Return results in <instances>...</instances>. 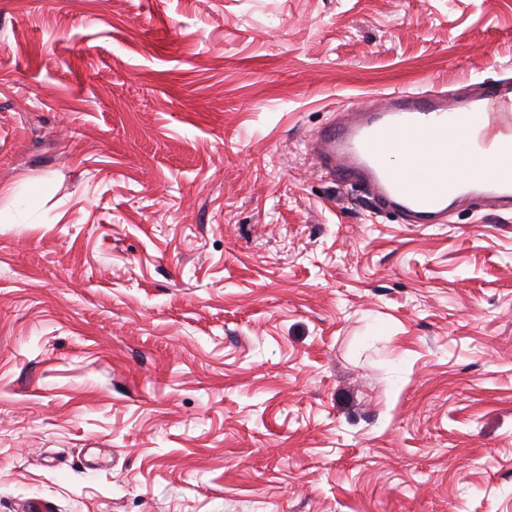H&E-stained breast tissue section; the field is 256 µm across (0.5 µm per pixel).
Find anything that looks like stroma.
Listing matches in <instances>:
<instances>
[{
    "instance_id": "35a3bbf8",
    "label": "stroma",
    "mask_w": 512,
    "mask_h": 512,
    "mask_svg": "<svg viewBox=\"0 0 512 512\" xmlns=\"http://www.w3.org/2000/svg\"><path fill=\"white\" fill-rule=\"evenodd\" d=\"M512 79V0H0V512H512V218L307 140Z\"/></svg>"
}]
</instances>
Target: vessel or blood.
Instances as JSON below:
<instances>
[{
  "label": "vessel or blood",
  "mask_w": 512,
  "mask_h": 512,
  "mask_svg": "<svg viewBox=\"0 0 512 512\" xmlns=\"http://www.w3.org/2000/svg\"><path fill=\"white\" fill-rule=\"evenodd\" d=\"M485 115L488 125L456 145L460 113ZM512 134V81L481 84L461 98L432 89L388 95L383 103L357 111L353 119L322 129L311 149L326 174L342 187L361 183L385 207L413 224H434L455 203L491 198L512 210V163L489 175L461 176L442 153L461 148L473 155L497 134Z\"/></svg>",
  "instance_id": "vessel-or-blood-1"
}]
</instances>
